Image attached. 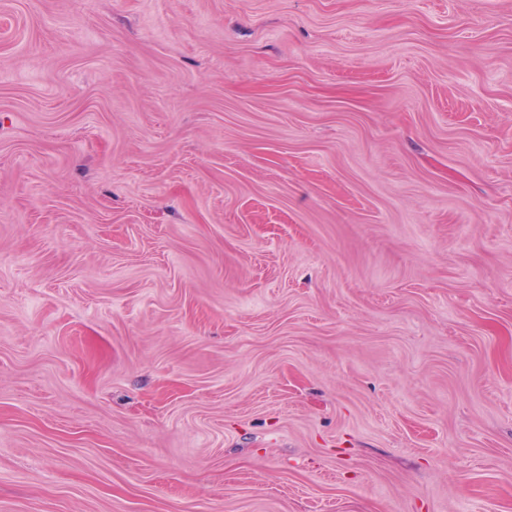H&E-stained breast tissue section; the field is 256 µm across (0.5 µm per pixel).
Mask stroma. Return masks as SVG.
<instances>
[{
	"label": "stroma",
	"instance_id": "obj_1",
	"mask_svg": "<svg viewBox=\"0 0 512 512\" xmlns=\"http://www.w3.org/2000/svg\"><path fill=\"white\" fill-rule=\"evenodd\" d=\"M0 512H512V0H0Z\"/></svg>",
	"mask_w": 512,
	"mask_h": 512
}]
</instances>
